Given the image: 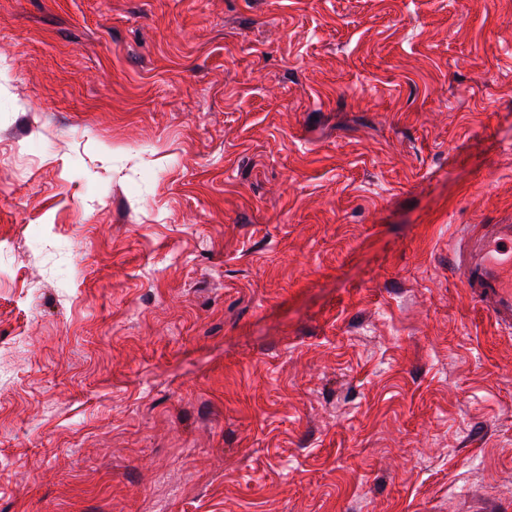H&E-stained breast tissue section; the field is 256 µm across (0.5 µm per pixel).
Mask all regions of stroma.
Returning <instances> with one entry per match:
<instances>
[{
    "label": "stroma",
    "mask_w": 512,
    "mask_h": 512,
    "mask_svg": "<svg viewBox=\"0 0 512 512\" xmlns=\"http://www.w3.org/2000/svg\"><path fill=\"white\" fill-rule=\"evenodd\" d=\"M512 0H0V512H512ZM464 287L501 329L512 331V220L468 224L452 249Z\"/></svg>",
    "instance_id": "obj_1"
}]
</instances>
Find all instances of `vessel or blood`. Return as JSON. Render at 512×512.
<instances>
[{
	"label": "vessel or blood",
	"instance_id": "1",
	"mask_svg": "<svg viewBox=\"0 0 512 512\" xmlns=\"http://www.w3.org/2000/svg\"><path fill=\"white\" fill-rule=\"evenodd\" d=\"M452 255L467 291L499 328L512 331V222L466 225Z\"/></svg>",
	"mask_w": 512,
	"mask_h": 512
}]
</instances>
